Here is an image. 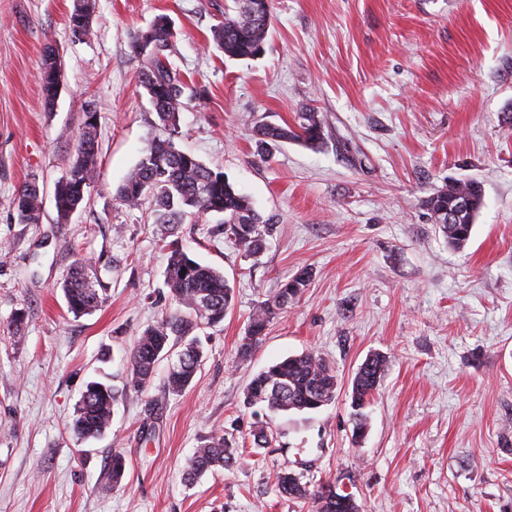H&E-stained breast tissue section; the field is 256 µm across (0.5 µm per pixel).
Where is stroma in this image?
I'll return each mask as SVG.
<instances>
[{
  "label": "stroma",
  "mask_w": 512,
  "mask_h": 512,
  "mask_svg": "<svg viewBox=\"0 0 512 512\" xmlns=\"http://www.w3.org/2000/svg\"><path fill=\"white\" fill-rule=\"evenodd\" d=\"M75 3L0 0V512H311L276 493L282 471L352 494L362 512H512V0H272L256 60L209 42L232 0H95L96 34L83 41L68 29ZM160 15L190 95L177 146L222 169L273 232L251 255L220 234V216L179 225L188 253L223 270L231 307L200 332L188 388L168 390L165 358L136 393L124 388L129 352L179 310L148 206L114 198L161 134L131 47ZM48 42L61 55L50 109L38 82ZM90 108L98 181L61 224L51 195ZM308 109L323 143L262 157L246 121L285 125ZM33 178L42 219L16 223L7 201ZM466 179L482 182L485 205L456 250L424 200ZM78 260L105 286L81 317L60 288ZM303 269L308 288L240 359L255 304ZM308 351L336 372L329 405L245 406L255 373ZM374 352L390 367L358 438L351 380ZM92 381L123 394L104 435L83 441L69 424ZM261 421L273 437L254 448ZM219 436L241 456L187 482L195 448ZM115 453L126 460L117 487Z\"/></svg>",
  "instance_id": "35a3bbf8"
}]
</instances>
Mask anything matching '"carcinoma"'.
<instances>
[{
    "instance_id": "carcinoma-1",
    "label": "carcinoma",
    "mask_w": 512,
    "mask_h": 512,
    "mask_svg": "<svg viewBox=\"0 0 512 512\" xmlns=\"http://www.w3.org/2000/svg\"><path fill=\"white\" fill-rule=\"evenodd\" d=\"M232 12L213 26L211 38L224 57L232 60H254L265 53L271 23V7L255 9L256 0H234ZM94 12L90 0H80L69 18L72 37L86 40L94 35ZM173 26L160 16L145 30L133 37L132 47L143 58L139 76L164 136L153 141L134 169L116 188L115 198L121 204L138 207L146 199L153 205L154 223L174 228L185 217L218 214L224 216V235L245 251L257 254L272 232V225L262 220L249 198L228 180L221 170L207 167L196 155L177 147L180 113L185 108V84L171 67L169 56L173 47ZM151 45V51H139L140 43ZM55 46L43 47L38 81L46 107L55 104L58 94L49 69L56 66ZM253 138L263 150L282 142L294 141L315 147L323 143L324 130L318 113L300 112L295 123L286 127L249 121ZM97 123L84 121L77 140L75 157L66 174L56 184L55 209L58 220L65 224L80 208L85 195L97 178ZM461 200L470 201L459 224L448 223V209ZM435 224L454 249L463 248L471 235L473 224L484 205V189L474 180L451 182L425 201ZM13 218L19 224H37L42 212V193L36 180L23 183L8 200ZM168 263L165 283L181 307L145 328L129 355V376L126 387L145 391L153 382L156 367L169 352L176 353L166 380L171 391H182L193 381L201 366L203 351L194 331L201 326H214L224 321L231 301V288L224 273L192 258L179 240L165 244ZM310 272L304 270L285 281L277 292L255 305L249 317L247 335L250 342L240 348L247 358L263 336L267 324L279 311L295 300L308 286ZM100 276L89 270L85 262L72 265L60 288L67 308L74 316L88 314L104 301L99 293ZM388 357L375 353L358 368L352 382L351 407L356 416L354 433L366 429L363 410L384 379ZM337 379L330 365L318 354L309 351L276 361L251 379L244 403L276 412H310L328 405L335 397ZM117 392L102 382L87 385L76 409L72 429L81 439L97 438L111 425L112 407ZM237 450L224 438H213L195 449L189 458L185 479L193 481L204 473L228 466L236 459ZM281 495L309 499L313 512H360V505L351 494L339 493L330 485L308 490L301 477L288 472L277 476Z\"/></svg>"
}]
</instances>
